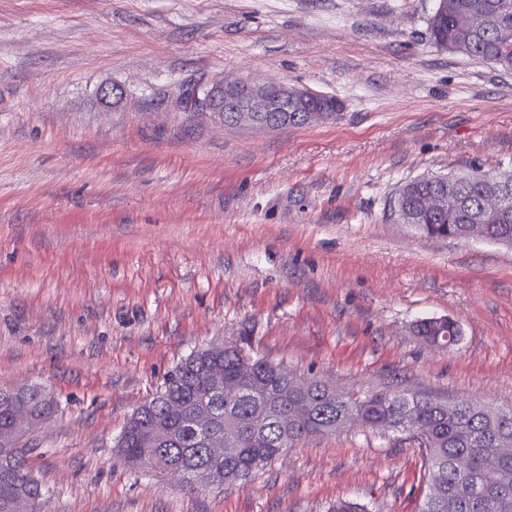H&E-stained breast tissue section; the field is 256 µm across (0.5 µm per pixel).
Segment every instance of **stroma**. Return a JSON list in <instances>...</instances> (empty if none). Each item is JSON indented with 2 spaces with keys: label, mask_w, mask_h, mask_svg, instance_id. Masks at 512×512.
<instances>
[{
  "label": "stroma",
  "mask_w": 512,
  "mask_h": 512,
  "mask_svg": "<svg viewBox=\"0 0 512 512\" xmlns=\"http://www.w3.org/2000/svg\"><path fill=\"white\" fill-rule=\"evenodd\" d=\"M434 4L0 0V389L58 403L20 442L40 512H418L401 433L312 437L194 491L118 461L133 409L219 338L341 388L512 410V247L390 217L420 176L512 173V71L436 48ZM222 80L343 110L272 130L186 109L182 90ZM424 317L459 343L418 342ZM411 332L420 341L441 349H448L457 344L460 336L458 324L454 320L442 317L418 320L413 324Z\"/></svg>",
  "instance_id": "obj_1"
}]
</instances>
